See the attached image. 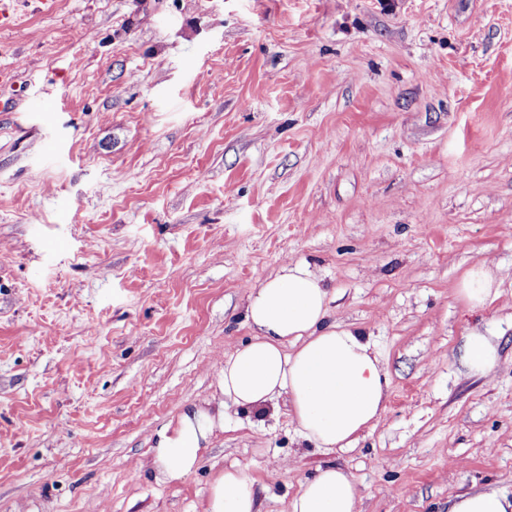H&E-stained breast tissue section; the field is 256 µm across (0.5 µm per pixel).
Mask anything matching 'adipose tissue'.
<instances>
[{
	"label": "adipose tissue",
	"instance_id": "ef3b65f1",
	"mask_svg": "<svg viewBox=\"0 0 512 512\" xmlns=\"http://www.w3.org/2000/svg\"><path fill=\"white\" fill-rule=\"evenodd\" d=\"M499 285L486 263L471 267L459 294L470 308L483 306ZM330 293L308 264L284 267L248 297L244 318L254 335L225 357L218 388L235 405L263 414L287 399L301 439L332 452L358 441L383 413L388 382L371 342L358 329L330 321ZM460 360L472 374L494 370L498 348L479 332L465 337ZM223 415L194 408L173 429L159 433L158 477L176 480L196 466ZM359 490L350 472L334 465L305 480L285 512H358ZM203 512H259L254 480L243 470L221 471Z\"/></svg>",
	"mask_w": 512,
	"mask_h": 512
}]
</instances>
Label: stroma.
Segmentation results:
<instances>
[{"label":"stroma","instance_id":"obj_1","mask_svg":"<svg viewBox=\"0 0 512 512\" xmlns=\"http://www.w3.org/2000/svg\"><path fill=\"white\" fill-rule=\"evenodd\" d=\"M0 25V512H260L317 469L359 512L512 496V0H52ZM500 284L472 310L464 273ZM305 262L387 408L352 448L224 405L191 473L158 433L218 392L250 293ZM498 346L490 376L464 336ZM460 360L470 373L487 377L497 364V345L490 336L472 332L464 339ZM203 512H260L254 480L241 468H224L211 485Z\"/></svg>","mask_w":512,"mask_h":512}]
</instances>
